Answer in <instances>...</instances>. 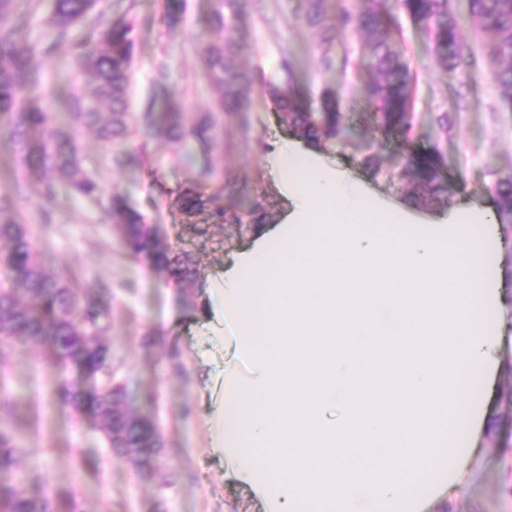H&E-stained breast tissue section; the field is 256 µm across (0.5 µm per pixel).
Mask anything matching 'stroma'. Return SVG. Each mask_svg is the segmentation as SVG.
<instances>
[{
  "mask_svg": "<svg viewBox=\"0 0 512 512\" xmlns=\"http://www.w3.org/2000/svg\"><path fill=\"white\" fill-rule=\"evenodd\" d=\"M51 4L15 0L22 22L16 45L33 49L34 66L57 71L53 82L29 92L56 122L67 95L91 93L94 84L64 67L72 44L87 34L85 22L75 23L66 40L54 41L44 25ZM214 6L215 0H133L128 15L135 21L137 44L127 110L138 129L123 146L127 163L113 167L111 144L94 130L85 128L76 136L85 168L101 185L97 199L73 195L62 185L51 202H42L29 164L0 141V195L15 198L16 212L32 226L48 271L84 286L110 288L105 340L112 363L132 379L134 406L156 422L163 441L153 473H139L114 459L91 418H73L56 400L49 347L15 344L7 391L0 395V427L16 428L23 450L18 477L41 474L59 512L74 506L79 512H270L267 499L241 481L211 444L212 418L226 384L249 374L235 336L220 316L207 311V294L183 298L165 273L130 254L121 235L108 227L105 208L112 194L123 195L164 244L192 252L200 279L212 281L263 227L214 224L202 215L185 223L176 198L189 186L218 190L225 210L244 215L260 195L275 219H283L289 202L267 176L265 156L275 142L290 139L268 93L270 85L284 80V60L293 64L294 86L307 108L318 110L332 95L349 113L348 135L323 158L339 171L362 177L378 198L404 205L400 177L415 150L441 152L452 206L463 199L488 203L490 187L512 177V111L500 104L495 65L472 27H465L464 37L477 66L456 76L439 63L422 30L401 18L395 38L416 76L413 103L419 116L417 138L407 149L374 128L363 94L367 70L355 72L340 63L344 57L367 59L362 39L352 29L337 28L333 50L339 63L322 69L319 36L302 19V0H238L237 61L253 74L249 124L225 116L221 149L173 164L171 144L140 128V115L159 114L170 105L188 114L212 107L215 94L202 50L217 37L208 22ZM443 115L448 118L444 129L439 126ZM372 154L383 169L375 178L361 168ZM208 168L216 179L203 178ZM497 358L492 390L473 394L487 414L483 449L464 477L460 496L435 501L430 512H512V334L501 338Z\"/></svg>",
  "mask_w": 512,
  "mask_h": 512,
  "instance_id": "1",
  "label": "stroma"
}]
</instances>
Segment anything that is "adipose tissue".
Wrapping results in <instances>:
<instances>
[{"label":"adipose tissue","mask_w":512,"mask_h":512,"mask_svg":"<svg viewBox=\"0 0 512 512\" xmlns=\"http://www.w3.org/2000/svg\"><path fill=\"white\" fill-rule=\"evenodd\" d=\"M268 162L288 232L259 234L210 290L252 364L215 448L273 512H427L476 457L450 422H486L464 378L493 371L495 212L465 202L422 229L302 141Z\"/></svg>","instance_id":"ef3b65f1"}]
</instances>
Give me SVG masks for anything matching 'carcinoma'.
<instances>
[{"instance_id":"cac0c4a2","label":"carcinoma","mask_w":512,"mask_h":512,"mask_svg":"<svg viewBox=\"0 0 512 512\" xmlns=\"http://www.w3.org/2000/svg\"><path fill=\"white\" fill-rule=\"evenodd\" d=\"M95 0H54L48 23L59 39L70 27L87 19ZM224 0H217L210 23L225 36L203 51L205 69L216 92L214 109L191 117L171 109L159 126L151 112L141 116L145 127L155 129L174 145L173 159L187 163L193 148L209 150L220 142L224 113L246 121L250 109V72L234 61L235 17L224 14ZM330 0H306L304 20L320 34V63L330 67L336 28L328 24ZM424 30L433 53L450 72L463 73L468 47L463 20H470L486 37L484 50L493 62L506 65L494 72L504 108L512 110V0H464V12L452 0H360L356 12L341 11L342 24L351 26L370 47L368 67L375 78L365 85L373 105L372 120L378 131L402 144L414 141L418 115L412 104L413 74L395 40L399 15ZM136 28L125 17L118 21L94 19L87 37L71 47L76 69L93 77L95 94H73L68 101L67 123L53 125L42 108L32 105L25 93L46 81L45 71L32 67L10 35L0 36V135L23 153L35 171L41 197L49 199L59 182L74 194L93 198L99 184L89 177L78 156L75 132L95 127L107 142L118 143L129 135L126 91L136 48ZM280 125L293 137L324 152L348 133L344 113L336 99L327 98L316 112L297 97L291 80L269 91ZM442 158L437 150L411 155L405 174V197L422 203L434 200L448 205V186L442 183ZM186 222L205 214L216 224H241L243 217L224 210L219 192L206 194L186 188L179 195ZM494 211L504 231L512 232V179L497 184ZM12 202L0 196V243L8 244L0 256V368L9 363L17 343L46 342L53 348L54 382L61 402L76 414H89L116 458L143 473L153 471L163 443L155 424L132 406L130 384L115 387L108 372L110 350L102 342L111 308L100 293L81 290L66 279L46 272L45 258L37 248L31 228L10 215ZM111 226L121 230L128 250L152 267H166L176 287L189 282L196 292L205 288L197 277L191 254L172 256L156 239L152 225L114 196L107 208ZM76 371V377L70 371ZM21 449L14 435L0 429V512H58L55 496L37 479L28 487L16 477Z\"/></svg>"}]
</instances>
